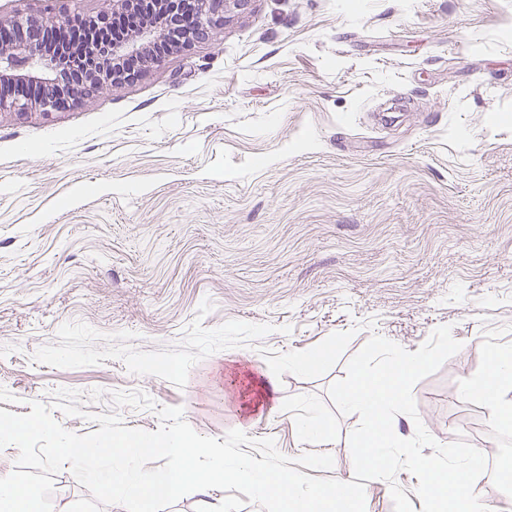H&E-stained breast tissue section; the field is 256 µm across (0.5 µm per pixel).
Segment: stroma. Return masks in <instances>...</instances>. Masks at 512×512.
<instances>
[{
	"mask_svg": "<svg viewBox=\"0 0 512 512\" xmlns=\"http://www.w3.org/2000/svg\"><path fill=\"white\" fill-rule=\"evenodd\" d=\"M442 325L461 348L393 429L482 450L490 411L459 383L487 330L512 344V0H243L58 118L0 121L1 410L76 390L82 416H53L83 435L89 412L154 431L179 406L346 482L359 417L330 386L371 335L413 352ZM253 375L274 404L245 401ZM394 483L421 508L402 470L366 512H394ZM204 500L263 512L219 489L165 512Z\"/></svg>",
	"mask_w": 512,
	"mask_h": 512,
	"instance_id": "35a3bbf8",
	"label": "stroma"
}]
</instances>
